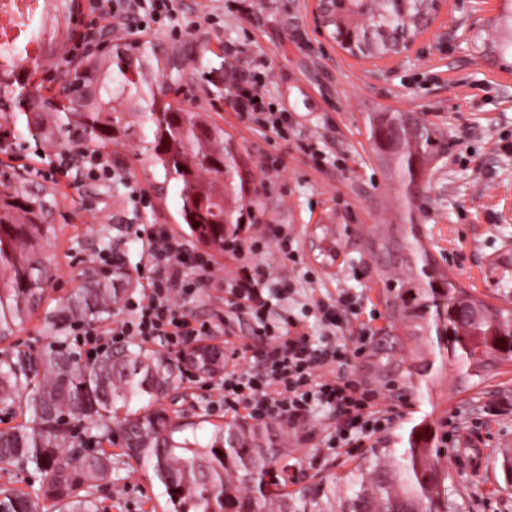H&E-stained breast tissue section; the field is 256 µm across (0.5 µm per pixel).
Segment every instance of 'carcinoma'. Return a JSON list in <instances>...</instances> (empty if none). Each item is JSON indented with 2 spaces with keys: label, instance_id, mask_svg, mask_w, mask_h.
<instances>
[{
  "label": "carcinoma",
  "instance_id": "obj_1",
  "mask_svg": "<svg viewBox=\"0 0 512 512\" xmlns=\"http://www.w3.org/2000/svg\"><path fill=\"white\" fill-rule=\"evenodd\" d=\"M329 6L332 36L350 34L358 55L371 59L404 50L434 0H330ZM77 7L76 0H53V13L29 20L0 46V107L25 96V130L49 144L73 138L110 144L131 130L118 101L141 111L145 122L137 136L154 168L173 184L180 223L199 243L224 250L226 226L240 224L225 207L224 179L237 162L224 146V128L210 115L185 112L167 99L164 84L182 78V50L159 57L152 48L130 54L115 47L81 72L90 94L66 104L39 89L23 94L32 80L23 62L65 48ZM495 52L512 70V10L503 17ZM367 127L376 151L393 161L406 196L414 198L413 186L423 182L437 148L435 131L404 112H371ZM55 207L52 189L0 173V341L40 306L49 287L43 254L56 229L44 217ZM380 249L403 271L394 308L414 323L415 333L435 334L441 357L476 372L491 361L512 360V343L505 344L512 337L511 311L491 308L460 286L413 231L401 241H381ZM126 276L120 267L102 272L87 264L82 285L49 313L52 328L60 333L68 320L107 319L126 291ZM173 381L171 364L141 347L106 353L87 365L66 351L59 336L34 355L1 357L0 400L23 397L27 419L0 433V466L32 464L42 482L34 496L1 488L0 512H41L44 499L62 512H99L94 490L111 478L112 453L60 458L70 437L66 417L80 416L105 435L117 403L151 399ZM122 427L147 438L122 455L163 486V512H311L312 506L318 512H448L447 459L432 447L435 435L422 423L410 430L405 447L374 448L361 458L348 478L352 492L339 499L333 481L299 496L248 494L249 486L263 488L284 452L267 425L227 422L201 443L182 436L186 426L165 411L146 409L127 411Z\"/></svg>",
  "mask_w": 512,
  "mask_h": 512
}]
</instances>
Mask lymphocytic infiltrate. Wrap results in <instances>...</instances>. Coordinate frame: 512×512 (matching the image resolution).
I'll return each instance as SVG.
<instances>
[{
    "instance_id": "f902f5d3",
    "label": "lymphocytic infiltrate",
    "mask_w": 512,
    "mask_h": 512,
    "mask_svg": "<svg viewBox=\"0 0 512 512\" xmlns=\"http://www.w3.org/2000/svg\"><path fill=\"white\" fill-rule=\"evenodd\" d=\"M93 21L134 22L138 32L173 27L172 0H92ZM261 85L250 71H243L232 94V105L242 119L258 129L281 133L288 116L264 108ZM52 173L69 176L82 169L93 179L112 176L110 160L103 152L86 146L55 151L49 160ZM147 255V286L138 296L127 298V318L116 325L96 328L74 321L71 330L88 356L104 351L108 344L130 338L157 342L168 351L179 352L193 342L225 337L229 321L199 322L182 312L180 303L214 278L211 259L190 253L186 245L163 224H153L139 233ZM297 284L275 276L271 268L253 263L239 278L226 285L224 304L229 314L248 312L254 321L252 335L266 346L261 369L231 368L221 380L214 408L245 412L256 421L279 420L305 428L311 413L323 408L338 423L326 430L322 442L339 450L360 438L375 434L382 418L374 407L378 396L362 381L346 374L350 361L346 345L336 343V331L346 316L357 313L358 303L350 293L316 301V318L322 336L300 331V322L272 318L275 304L291 299Z\"/></svg>"
}]
</instances>
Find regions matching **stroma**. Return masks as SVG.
I'll return each instance as SVG.
<instances>
[{"label": "stroma", "instance_id": "obj_1", "mask_svg": "<svg viewBox=\"0 0 512 512\" xmlns=\"http://www.w3.org/2000/svg\"><path fill=\"white\" fill-rule=\"evenodd\" d=\"M442 26L425 45L391 67L375 70L351 59L333 38L315 31L312 0H174L177 19L197 21L193 31L174 36L160 30L147 36L122 25H77L74 41L108 37L115 44L184 49V82L177 95L188 112L209 113L224 127L247 181L248 195L234 238L257 240L251 262L269 264L276 274L296 281L292 300L281 302V317L301 319L309 334L319 332L315 301L346 291L360 302L359 314L336 339L360 348L346 369L378 394L392 420L362 444L334 454L320 437L335 418L315 410L306 431L273 421L288 450L284 478L300 492L319 478L336 480L337 495L347 490L356 460L380 442L407 437L418 423L431 425L434 445L448 456V512H512V363H501L462 382L457 367L442 361L429 344L406 336L392 313L394 267L376 264L374 244L400 224L415 225L434 259L463 287L497 306H507L499 286L498 260L512 251V74L503 72L493 51L504 0H447ZM262 80V97L273 111L289 116L286 135L251 127L229 100L243 68ZM417 115L436 130L440 154L424 175V193L407 203L390 162L376 155L366 125L371 112ZM18 121L0 117V169L52 187L60 230L46 251L49 296L18 327L6 349L29 353L52 342L44 321L80 284L87 260L100 252L131 276L128 292L138 295L145 262L139 229L164 224L186 235L176 221L172 187H161L160 173L137 139L119 138L103 148L115 179L84 175L54 176L38 157L44 146L19 134ZM143 190L147 205L133 203L130 188ZM288 235L299 256L291 263L278 252L276 234ZM215 280L200 288L186 312L201 321L222 317L224 283L246 259L232 251L213 255ZM366 341H359L361 330ZM400 335L398 359L431 362L437 376L429 386L410 383L403 369L383 366L380 347ZM174 384L156 405L184 422L225 421L210 408L208 381L187 382L184 364L169 355ZM112 479L96 495L103 512H161L163 488L157 480L128 467L119 422L111 424Z\"/></svg>", "mask_w": 512, "mask_h": 512}]
</instances>
